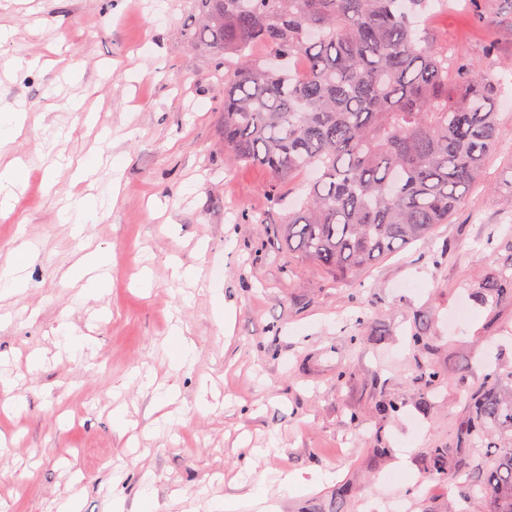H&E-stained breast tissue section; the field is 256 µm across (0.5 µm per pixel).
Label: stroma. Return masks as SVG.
I'll return each instance as SVG.
<instances>
[{
  "instance_id": "35a3bbf8",
  "label": "stroma",
  "mask_w": 512,
  "mask_h": 512,
  "mask_svg": "<svg viewBox=\"0 0 512 512\" xmlns=\"http://www.w3.org/2000/svg\"><path fill=\"white\" fill-rule=\"evenodd\" d=\"M189 0H0V100L23 104L24 133L0 148L23 163L0 214V266L23 243L37 254L22 288L0 296V437L11 455L0 512H211L241 494L248 463L268 473L279 512H487L456 488L495 448H459L454 431L485 373L512 374V295L490 305L478 282L512 266L499 239L512 152L486 164L449 223L345 281L285 247L280 220L306 175L270 208L263 167L228 161L224 85L211 52L191 47ZM428 35L501 79L512 142V0H447ZM97 167L77 177L80 165ZM118 185L97 223L60 212ZM109 263L104 290L75 282L88 253ZM193 268L175 280L171 263ZM153 286L140 288L143 273ZM232 308V334L224 310ZM180 326L196 349L171 372L165 340ZM422 333L425 345L411 336ZM441 372L426 386L420 367ZM176 386L157 411L134 369ZM344 383H337L338 374ZM399 405L383 415L384 401ZM124 408L131 425L113 428ZM177 422L157 425L162 413ZM448 476L426 483L427 451ZM314 480L285 492L278 474Z\"/></svg>"
}]
</instances>
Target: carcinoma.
<instances>
[{
    "mask_svg": "<svg viewBox=\"0 0 512 512\" xmlns=\"http://www.w3.org/2000/svg\"><path fill=\"white\" fill-rule=\"evenodd\" d=\"M430 3L192 0L190 44L224 68V156L271 173L273 208L294 175L313 172L282 233L288 252L338 280L448 223L500 145L498 85L421 35L416 18ZM291 58L304 73L288 69ZM477 288L497 300L512 275ZM487 435L508 452L460 492L512 512V375L484 376L456 445L481 448ZM447 471L448 449H429L427 477Z\"/></svg>",
    "mask_w": 512,
    "mask_h": 512,
    "instance_id": "1",
    "label": "carcinoma"
}]
</instances>
